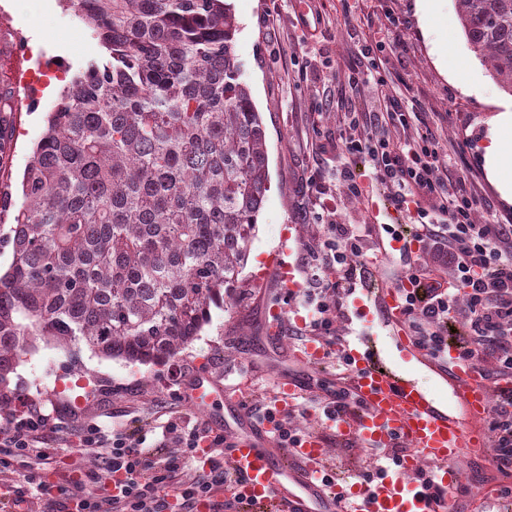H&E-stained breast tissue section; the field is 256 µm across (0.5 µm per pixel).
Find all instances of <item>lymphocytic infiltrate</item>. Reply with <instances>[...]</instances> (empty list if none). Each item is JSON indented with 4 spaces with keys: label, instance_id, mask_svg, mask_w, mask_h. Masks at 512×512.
<instances>
[{
    "label": "lymphocytic infiltrate",
    "instance_id": "f902f5d3",
    "mask_svg": "<svg viewBox=\"0 0 512 512\" xmlns=\"http://www.w3.org/2000/svg\"><path fill=\"white\" fill-rule=\"evenodd\" d=\"M378 106L352 118L340 135L345 153L368 155L376 176L392 186L400 203L421 221V235L441 242L454 265L449 281L434 282L420 290L421 280L431 270L420 261L406 268L410 289L402 300L417 345L440 361L448 359V339L443 326L458 307H466L467 334L458 343L457 358L476 366L492 363L487 379L512 377V225L478 224L473 215L478 205L465 180L448 175L439 162V140L434 130L416 126L409 112L392 102L387 82L377 78ZM404 134L403 143L383 135V128ZM307 185L322 200L318 218L324 234L305 265L303 293L313 306L312 336L333 345L338 341L333 325L343 314L340 296L342 281L349 274L348 260L360 256L365 244L362 225L339 220L332 205L334 190L310 175ZM47 416L41 405L21 401L7 428H0V470L16 461L27 470L22 480L0 486L14 506L27 504L33 492H45L42 466L53 448L45 430ZM175 434L179 451L174 455L150 456L144 448L142 432L104 431L87 424L80 445L101 460L99 470L87 473L85 482L92 490L73 499L69 512H198L210 503L214 488L227 483L215 456L224 437L198 427ZM489 431L492 436L493 466L512 469V394L498 396L491 408ZM209 450L206 469L189 471V462Z\"/></svg>",
    "mask_w": 512,
    "mask_h": 512
}]
</instances>
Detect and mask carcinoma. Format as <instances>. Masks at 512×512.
I'll return each mask as SVG.
<instances>
[{
    "label": "carcinoma",
    "instance_id": "cac0c4a2",
    "mask_svg": "<svg viewBox=\"0 0 512 512\" xmlns=\"http://www.w3.org/2000/svg\"><path fill=\"white\" fill-rule=\"evenodd\" d=\"M107 56L81 67L33 148L0 275V383L27 337L132 365L199 336L238 280L269 190L266 129L226 0H66ZM512 95V0H456ZM0 95V151L12 140Z\"/></svg>",
    "mask_w": 512,
    "mask_h": 512
}]
</instances>
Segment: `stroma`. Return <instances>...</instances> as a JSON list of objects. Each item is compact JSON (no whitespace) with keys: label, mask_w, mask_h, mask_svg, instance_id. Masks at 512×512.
<instances>
[{"label":"stroma","mask_w":512,"mask_h":512,"mask_svg":"<svg viewBox=\"0 0 512 512\" xmlns=\"http://www.w3.org/2000/svg\"><path fill=\"white\" fill-rule=\"evenodd\" d=\"M9 21L0 20V37L40 40L42 54L57 59L66 78H73L87 61L105 50L64 0H10ZM238 30L235 45L242 79L249 86L267 133L271 189L258 218L248 261L233 289L232 309L211 307V319L200 336L178 356L162 364L130 365L92 352L86 345L66 347L40 338L30 339L15 371L0 386L10 401L30 397L50 416L46 433L59 443L45 463L43 474L51 492L33 494L27 512H59L69 497L85 494L77 485L80 471L99 461L85 453L80 435L85 424L97 422L146 432L148 440L161 436L166 422L209 427L224 414L215 405L212 415L192 410L184 386L197 371H209L221 384L251 379L247 404L256 407L278 393L281 374H305L313 385H333L344 370L335 358L301 369L294 354L309 340L303 325L310 308L300 299L286 301L273 276L265 272L280 245L281 231L290 224L302 227L292 257L300 259L318 241L323 228L313 220L318 207L305 186L310 172L335 183L334 205L339 216L366 225L369 235L354 266L377 271L372 286L401 283L405 269L399 256H386L381 244L388 236L387 215L376 216L372 205L393 202L391 187L376 179L367 155H348L336 141L351 112L373 108L374 77L362 55L379 33H386L382 75L400 107L413 113L414 122L438 130L442 163L464 178L479 199L478 223L512 225V202L501 187L512 185V168L492 179L485 147L499 134L512 143V128H498V117L512 113V96L499 90L462 34L455 0H432L419 15L415 0H230ZM282 49L271 61V47ZM308 57L312 66L300 73L296 58ZM33 108L13 113L14 136L8 162L0 169V267H8L12 252L7 241L13 216L21 203L20 181L32 147L45 128V116L58 92L37 82ZM347 168L361 196L351 195L349 183L336 182V171ZM281 306L286 319L284 340L269 346L272 306ZM332 469L342 480H358L369 458L362 446L337 440L335 432L320 435ZM465 496L455 498L450 512H501L506 494L486 495L488 462L461 461Z\"/></svg>","instance_id":"35a3bbf8"}]
</instances>
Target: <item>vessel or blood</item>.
Masks as SVG:
<instances>
[{"mask_svg":"<svg viewBox=\"0 0 512 512\" xmlns=\"http://www.w3.org/2000/svg\"><path fill=\"white\" fill-rule=\"evenodd\" d=\"M300 238L298 225L281 234L282 257L273 272L279 287L295 295L302 291L303 271L288 262ZM400 287H386L377 302L366 300L356 288L346 292V308L359 325L356 336L342 339L340 356L347 368L346 385L353 397L348 409L331 408V423L339 440H357L367 448L405 447L398 466L385 470L372 484L355 483L337 490V498L360 502L359 512H430L431 505L417 488L405 484V474L422 464L435 465V478L446 497H453L460 481L456 464L460 458L486 454L490 439L484 421L495 393L512 391V379L487 385L480 368L457 362L449 352L438 370L448 376L454 394L467 411L457 418L437 405L435 399L402 367L384 368L377 343L379 326L403 325L404 306ZM247 384L216 386L209 373L200 372L184 388V397L195 410L208 412L213 397H221L229 415L224 433L230 447L234 473L242 481L232 491L244 502L260 505L275 500L281 512H335L334 500L325 490L332 484L325 464L324 444L318 433L308 432L293 455L283 457L272 427L255 421L245 405Z\"/></svg>","mask_w":512,"mask_h":512,"instance_id":"1","label":"vessel or blood"}]
</instances>
